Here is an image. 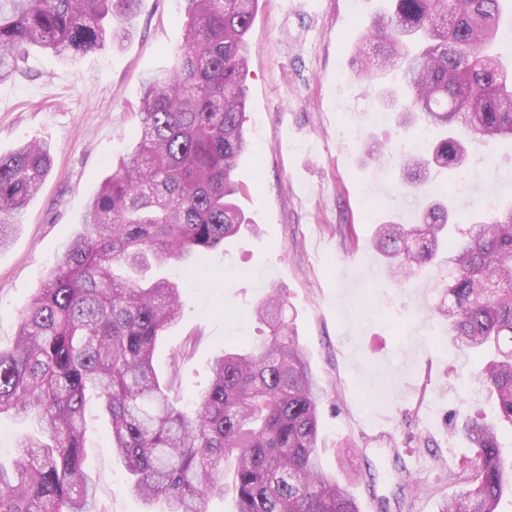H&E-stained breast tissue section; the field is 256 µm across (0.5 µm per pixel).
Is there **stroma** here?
<instances>
[{"label":"stroma","mask_w":512,"mask_h":512,"mask_svg":"<svg viewBox=\"0 0 512 512\" xmlns=\"http://www.w3.org/2000/svg\"><path fill=\"white\" fill-rule=\"evenodd\" d=\"M377 2L260 0L245 77L252 150L235 170L250 222L198 270L160 265L181 279L183 306L154 366L170 399L188 401L226 346L262 340L265 326L246 312L282 291L325 391L324 472L338 475L336 447L352 443L361 512H439L471 468L470 448L450 434L456 417L491 413L493 401L478 379L481 357L456 346L432 313L444 271L398 285L372 246L377 224L413 223L419 209L399 168L367 153L370 142L396 148L412 134L397 114L374 123L377 88L350 63ZM186 22L184 0H140L123 49L65 66L34 48L22 73L0 82V154L34 139L53 148L48 177L0 250V348L12 346L22 311L83 231L92 197L130 154L142 82L172 66ZM468 152L469 185L451 171L435 187L463 228L512 205V141ZM84 454L97 512H146L107 421L93 412Z\"/></svg>","instance_id":"obj_1"}]
</instances>
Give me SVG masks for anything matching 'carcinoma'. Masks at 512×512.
<instances>
[{
  "label": "carcinoma",
  "mask_w": 512,
  "mask_h": 512,
  "mask_svg": "<svg viewBox=\"0 0 512 512\" xmlns=\"http://www.w3.org/2000/svg\"><path fill=\"white\" fill-rule=\"evenodd\" d=\"M140 0H0V81L38 46L70 62L132 33ZM176 64L145 82L133 149L93 196L84 231L56 260L0 350V415L30 418L11 465L0 462V512H96L83 448L87 395L107 420L112 452L150 512H207L231 492L236 512H360L343 480L323 472L320 389L277 293L251 315L269 335L233 345L184 407L154 367L159 336L177 322L178 282H141L120 268L186 261L224 246L246 219L236 162L252 145L246 117L247 34L259 0H185ZM504 0H389L364 38L359 75L380 101L439 131L428 157L403 155L408 191L426 195L414 224L377 225L373 244L398 283L438 258L454 266L435 308L460 348L484 359L480 381L496 418L465 417L473 476L441 512H497L512 489V209L456 230L427 188L432 168L461 166L470 142L512 138V67L491 54ZM480 61H465L473 56ZM52 148L31 141L0 156V248L50 171Z\"/></svg>",
  "instance_id": "1"
}]
</instances>
